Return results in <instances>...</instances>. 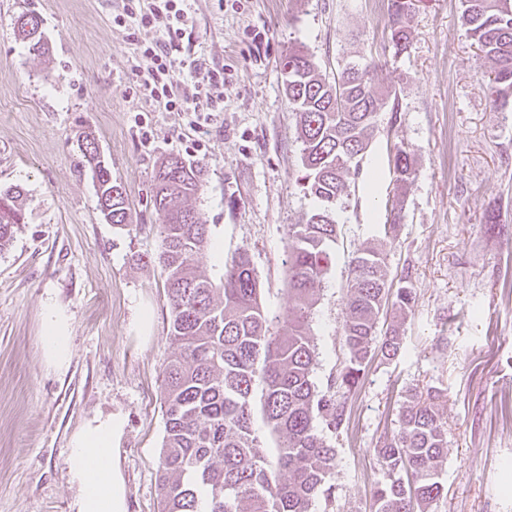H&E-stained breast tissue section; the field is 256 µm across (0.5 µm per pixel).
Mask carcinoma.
<instances>
[{
    "instance_id": "1",
    "label": "carcinoma",
    "mask_w": 512,
    "mask_h": 512,
    "mask_svg": "<svg viewBox=\"0 0 512 512\" xmlns=\"http://www.w3.org/2000/svg\"><path fill=\"white\" fill-rule=\"evenodd\" d=\"M461 6L465 35L480 57L493 64L488 75L493 105L512 112V0H461ZM412 8V0H388L390 41L397 55L409 45L404 19ZM40 28L34 13L15 20V34L43 54ZM374 70L372 63L361 67L349 62L332 76L301 43L283 61L304 188L316 201L303 223L289 225L285 265L292 314L285 335L270 331L246 251L238 253L217 283L195 265V257L209 244L207 225L188 204L201 190L202 168L179 155L163 158L158 166V260L166 273L168 339L174 348L162 369L160 512H312L318 496L334 499L330 481L336 454L322 430L339 435L347 429L349 397L368 364L400 354L399 328L378 336L386 305L405 312L415 303L414 289L403 279L394 286L386 264V247L396 237L403 198L416 177L414 155L400 144L391 159L392 222L384 225L383 240L361 245L351 261L344 300L345 364L326 388L318 386L310 316L332 265L336 206L360 173L377 130L375 114L388 110L395 117L398 112L397 94L376 88ZM81 154L103 218L119 229L129 226L125 187L112 177L89 135ZM23 194L19 185L0 188V251L23 223ZM437 398L429 392L407 400L397 431L375 449L387 479L374 489L372 512H430L443 494L439 465L447 457L448 438ZM257 416L279 437L273 453L255 430Z\"/></svg>"
}]
</instances>
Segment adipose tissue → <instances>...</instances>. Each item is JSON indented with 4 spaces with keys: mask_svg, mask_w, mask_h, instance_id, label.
I'll return each instance as SVG.
<instances>
[{
    "mask_svg": "<svg viewBox=\"0 0 512 512\" xmlns=\"http://www.w3.org/2000/svg\"><path fill=\"white\" fill-rule=\"evenodd\" d=\"M41 345L47 363L66 367L70 358L66 313L48 305L42 323ZM122 415L108 414L89 422L71 442L68 479L77 485L75 512H126L123 482L112 464L113 442L124 428Z\"/></svg>",
    "mask_w": 512,
    "mask_h": 512,
    "instance_id": "obj_1",
    "label": "adipose tissue"
}]
</instances>
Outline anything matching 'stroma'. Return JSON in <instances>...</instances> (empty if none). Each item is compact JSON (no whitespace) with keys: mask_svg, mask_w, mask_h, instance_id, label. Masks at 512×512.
<instances>
[{"mask_svg":"<svg viewBox=\"0 0 512 512\" xmlns=\"http://www.w3.org/2000/svg\"><path fill=\"white\" fill-rule=\"evenodd\" d=\"M152 0H0V187L25 191L24 222L0 253V512H72L71 440L88 421L125 419L114 464L126 512H158L165 417L161 370L171 354L165 273L156 260L157 162L174 154L204 169L193 205L209 228L196 262L220 280L239 250L258 275L270 330L288 331V227L314 207L285 95L282 62L303 43L336 71L377 63V87L395 91L397 116L379 129L337 206L336 256L311 322L314 379L326 386L344 360L343 303L353 251L383 235L394 174L389 151L405 143L417 174L388 250L392 278L416 303L387 310L403 348L375 359L351 397L336 451L335 500L314 512H371L383 478L374 450L398 427L409 396L442 395L448 433L445 487L431 512H512V112L490 103L489 68L460 28V0H416L411 42L395 54L385 0H189V40L174 61L204 57L223 69V97L200 130L190 117L145 101L136 74L150 69L147 33L116 24L125 6ZM33 13L48 44L38 56L14 35ZM94 136L124 185L130 224L104 220L81 142ZM499 224H484L487 210ZM69 318L70 362L51 368L41 348L46 304ZM150 322H143V312Z\"/></svg>","mask_w":512,"mask_h":512,"instance_id":"stroma-1","label":"stroma"}]
</instances>
